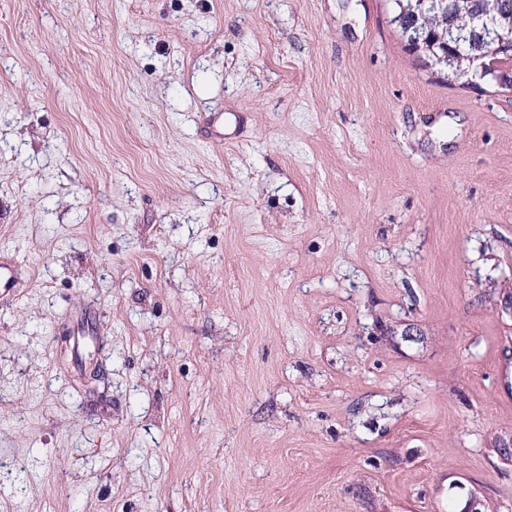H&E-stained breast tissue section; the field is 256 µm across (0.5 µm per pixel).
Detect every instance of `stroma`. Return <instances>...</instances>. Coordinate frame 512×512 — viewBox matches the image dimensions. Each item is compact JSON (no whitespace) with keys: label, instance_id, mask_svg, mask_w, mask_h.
Masks as SVG:
<instances>
[{"label":"stroma","instance_id":"obj_1","mask_svg":"<svg viewBox=\"0 0 512 512\" xmlns=\"http://www.w3.org/2000/svg\"><path fill=\"white\" fill-rule=\"evenodd\" d=\"M392 0H0V512H512V93Z\"/></svg>","mask_w":512,"mask_h":512}]
</instances>
